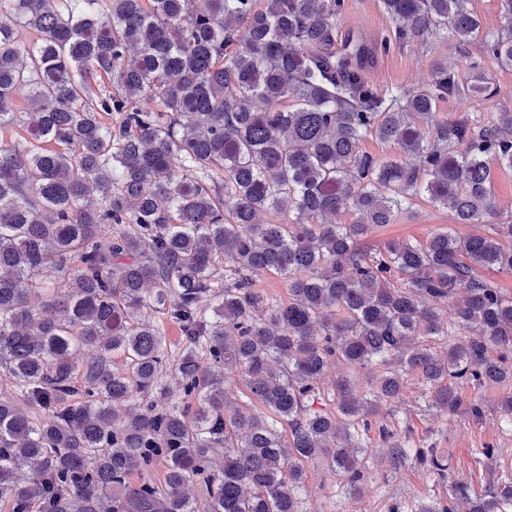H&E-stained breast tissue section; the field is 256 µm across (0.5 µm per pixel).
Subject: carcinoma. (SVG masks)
Instances as JSON below:
<instances>
[{"label": "carcinoma", "mask_w": 512, "mask_h": 512, "mask_svg": "<svg viewBox=\"0 0 512 512\" xmlns=\"http://www.w3.org/2000/svg\"><path fill=\"white\" fill-rule=\"evenodd\" d=\"M392 46L451 35L512 70V0H381ZM344 0H0V500L9 512H310L305 463L359 492L381 404L405 374L442 413L481 419L467 386L512 383V224L368 249L417 198L486 224L512 168V110L437 115L495 93L481 62L434 64L385 94L336 51ZM34 33L23 41L19 30ZM147 96L157 109L138 107ZM23 97L33 111L18 109ZM118 115L115 123L108 121ZM373 138L409 156L372 155ZM279 220L261 224L262 211ZM350 212V224L336 217ZM509 245H504V242ZM288 279V302L255 274ZM213 314H208L206 304ZM181 347H167L165 325ZM466 334L443 350L415 336ZM347 372L328 402L317 381ZM380 368L369 392L357 374ZM234 371L248 410L228 407ZM446 477L433 448H389ZM164 482L152 478L157 465ZM137 480H132V476ZM202 499L187 494L191 485ZM509 512L512 485L456 482L430 512Z\"/></svg>", "instance_id": "1"}]
</instances>
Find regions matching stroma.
I'll use <instances>...</instances> for the list:
<instances>
[{
	"label": "stroma",
	"mask_w": 512,
	"mask_h": 512,
	"mask_svg": "<svg viewBox=\"0 0 512 512\" xmlns=\"http://www.w3.org/2000/svg\"><path fill=\"white\" fill-rule=\"evenodd\" d=\"M395 28L380 0H345L337 32L342 36L359 33L378 43L392 38ZM438 60L460 75L468 73L469 54L458 52L451 41L443 39L424 53L410 49L376 52L361 74L383 92L397 87H421L430 82L432 66ZM483 67L496 89L495 95L467 106L444 100L438 106L439 115L451 117L465 107L488 114L504 107L512 109V71L499 68L489 58L484 59ZM451 223L449 209L422 198L394 223L372 230L363 244L374 248L393 239L422 241L432 231ZM463 393L484 404L483 419L472 418L463 411L450 415L437 412L429 407L422 385L414 376L407 379L403 400L384 407L381 414L402 447L438 449L448 466L447 478L425 473L411 463L393 470L386 445L374 438L368 445L367 473L360 494H351L341 478L327 471L323 463L306 464L310 512H425L426 507L448 498L453 481H467L478 492L492 483H512V423L501 409L503 398L512 395V385L467 387ZM489 448L494 449V458L486 457Z\"/></svg>",
	"instance_id": "obj_1"
}]
</instances>
